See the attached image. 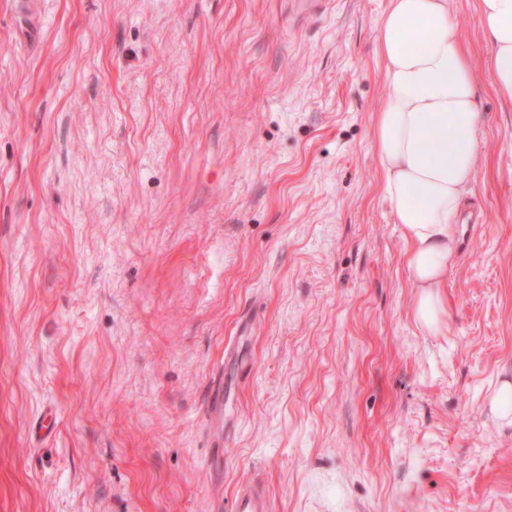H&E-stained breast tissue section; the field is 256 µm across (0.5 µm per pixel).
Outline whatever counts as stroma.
<instances>
[{
  "label": "stroma",
  "mask_w": 512,
  "mask_h": 512,
  "mask_svg": "<svg viewBox=\"0 0 512 512\" xmlns=\"http://www.w3.org/2000/svg\"><path fill=\"white\" fill-rule=\"evenodd\" d=\"M450 4L480 222L432 336L371 142L387 0H0V512H512V102ZM270 502L263 492L252 487L242 489L235 500V512H269Z\"/></svg>",
  "instance_id": "obj_1"
}]
</instances>
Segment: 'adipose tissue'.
I'll return each instance as SVG.
<instances>
[{
    "instance_id": "1",
    "label": "adipose tissue",
    "mask_w": 512,
    "mask_h": 512,
    "mask_svg": "<svg viewBox=\"0 0 512 512\" xmlns=\"http://www.w3.org/2000/svg\"><path fill=\"white\" fill-rule=\"evenodd\" d=\"M497 96L512 101V0H477ZM386 94L371 126L382 198L408 244L414 319L438 335L441 290L475 178L484 124L479 85L449 0H388L376 36Z\"/></svg>"
}]
</instances>
